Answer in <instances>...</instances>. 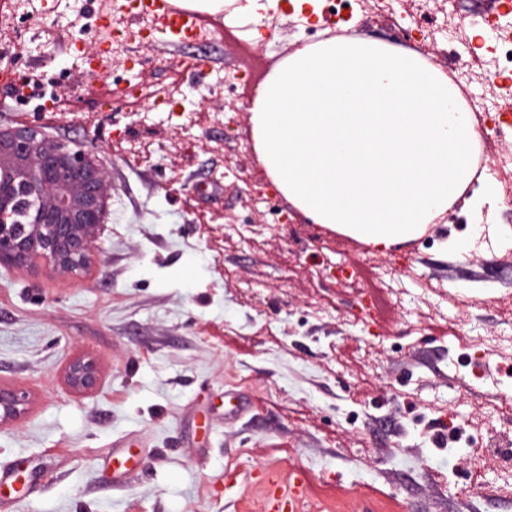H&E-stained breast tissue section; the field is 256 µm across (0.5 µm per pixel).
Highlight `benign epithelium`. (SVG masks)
<instances>
[{
	"mask_svg": "<svg viewBox=\"0 0 512 512\" xmlns=\"http://www.w3.org/2000/svg\"><path fill=\"white\" fill-rule=\"evenodd\" d=\"M111 191L86 143L51 136L34 121L0 124V268L81 276L103 235ZM100 380L91 357L65 365L64 381L75 393L94 391ZM30 405L28 391L1 382L0 429Z\"/></svg>",
	"mask_w": 512,
	"mask_h": 512,
	"instance_id": "1",
	"label": "benign epithelium"
}]
</instances>
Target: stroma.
I'll list each match as a JSON object with an SVG mask.
<instances>
[{
  "mask_svg": "<svg viewBox=\"0 0 512 512\" xmlns=\"http://www.w3.org/2000/svg\"><path fill=\"white\" fill-rule=\"evenodd\" d=\"M105 0H37V17L6 28L28 72L49 80L56 113L0 95V122L40 123L92 141L112 185L107 226L86 274L0 270V381L30 392L29 412L0 431V462L25 464L21 492L0 490V512H268L267 492L308 480L298 512H512L497 490V458L436 441L451 413L473 420L488 392L470 365L454 367L459 327L497 335L512 307V250L494 254L471 224L512 230L491 205L460 199L417 239L361 266L359 243L331 249L280 194L266 208L231 169L259 168L248 112L234 138L219 77L235 49L163 37L101 54L89 70L69 47L100 54ZM286 13L255 51L278 61L321 40L334 19ZM361 36L405 48L411 33L354 12ZM206 67L186 74V61ZM176 89L178 109L113 101L114 85ZM213 216L202 238L199 214ZM288 223H280L281 215ZM463 240L462 254L450 240ZM357 269L342 286L329 265ZM388 280H381L380 269ZM94 356L98 389L70 392L63 370ZM131 446L118 474L113 452Z\"/></svg>",
  "mask_w": 512,
  "mask_h": 512,
  "instance_id": "obj_1",
  "label": "stroma"
}]
</instances>
